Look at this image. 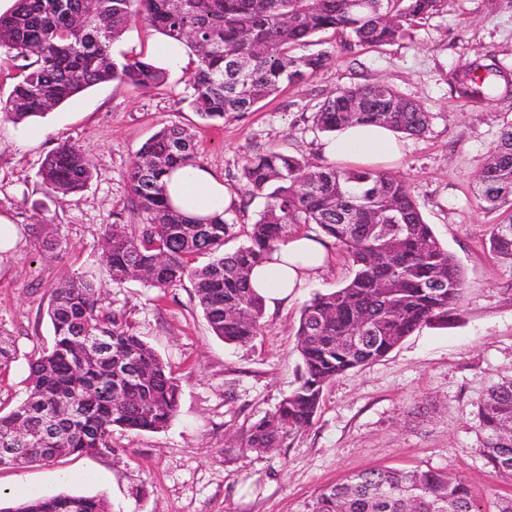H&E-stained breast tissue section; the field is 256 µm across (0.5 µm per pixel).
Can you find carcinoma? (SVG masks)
I'll return each instance as SVG.
<instances>
[{
    "mask_svg": "<svg viewBox=\"0 0 512 512\" xmlns=\"http://www.w3.org/2000/svg\"><path fill=\"white\" fill-rule=\"evenodd\" d=\"M446 0H13L0 13V45L23 60L22 78L0 99V117L21 123L42 117L84 90L118 81L139 90L163 85L165 71L143 58L117 60L112 46L140 24L196 56L190 105L204 120L250 112L284 85L328 67L331 50L298 54L331 33L340 46L382 47L404 40ZM235 66L244 76L231 75ZM507 93L512 73L486 54L454 71V90L473 97ZM352 123H378L420 135L429 115L387 83L339 89L313 113L324 133ZM198 167L192 135L165 126L126 169L139 224H114L104 237L105 272L115 283L153 288L189 281L212 333L226 344L260 335L263 303L250 288L251 269L283 242L291 224H315L347 253L350 277L315 294L302 308L296 336L298 386L271 413L253 421L241 445L257 453L279 448L313 422L324 387L348 371L388 355L407 336L448 321L464 279L454 256L424 219L411 186L369 166L314 164L276 150L245 159L244 194L266 207L245 241L224 250L230 224L222 214L192 221L174 209L164 177ZM94 166L64 142L44 160L47 190L62 198L82 190ZM489 212H512V122L476 179ZM490 250L512 266V217L492 226ZM208 257L203 265L200 257ZM53 343L29 360L27 398L0 412V448H15L0 468H24L73 455L112 452V431L155 432L179 407L178 379L123 317L102 304L96 276L73 277L50 290ZM482 455L512 476V381L491 386L478 411ZM0 512H106L100 497L35 496ZM310 512H483L468 483L433 470L369 468L324 489Z\"/></svg>",
    "mask_w": 512,
    "mask_h": 512,
    "instance_id": "obj_1",
    "label": "carcinoma"
}]
</instances>
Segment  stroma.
<instances>
[{"label": "stroma", "mask_w": 512, "mask_h": 512, "mask_svg": "<svg viewBox=\"0 0 512 512\" xmlns=\"http://www.w3.org/2000/svg\"><path fill=\"white\" fill-rule=\"evenodd\" d=\"M162 44L159 34L136 25L113 55L155 59ZM335 44L329 33L313 38L308 52L335 50L334 65L219 123L203 121L189 105L196 58L188 51L167 66L155 91L111 81L33 122L0 119V218L18 229L16 247L0 253V335L13 344L0 368V408L26 398L28 362L52 343L50 289L99 270L108 225L137 222L124 173L145 141L172 124L192 131L200 163L223 178L235 200L225 214L231 250L265 205L260 197L237 204L244 158L275 149L321 162L323 135L312 115L341 88L386 82L429 113L425 133L404 136L395 174L412 186L426 221L461 266L465 289L456 315L327 385L312 425L259 454L240 447V432L296 386L301 310L350 276L344 251L335 249L332 266L312 276L300 296L265 311L260 335L244 345L213 335L190 284L159 290L103 282L105 302L178 379V415L158 432L114 430L108 454L0 469V487L12 499L101 494L109 512H309L320 490L371 467L462 477L485 512L512 497V477L481 454L477 418L489 387L512 380V268L488 248L489 229L504 213L482 210L475 197L476 177L512 121V100H470L448 86L449 73L480 53L512 69V0H448L405 40L349 52ZM64 142L79 146L94 171L84 190L59 198L47 192L40 169ZM60 472L77 479L59 482Z\"/></svg>", "instance_id": "1"}]
</instances>
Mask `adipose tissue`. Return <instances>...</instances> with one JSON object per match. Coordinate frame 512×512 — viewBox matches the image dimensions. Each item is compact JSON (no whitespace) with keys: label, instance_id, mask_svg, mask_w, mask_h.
Instances as JSON below:
<instances>
[{"label":"adipose tissue","instance_id":"adipose-tissue-1","mask_svg":"<svg viewBox=\"0 0 512 512\" xmlns=\"http://www.w3.org/2000/svg\"><path fill=\"white\" fill-rule=\"evenodd\" d=\"M322 154L339 164L395 167L403 157L404 144L390 128L356 125L336 131L321 144ZM173 206L191 219L223 212L231 197L222 180L205 167L176 170L166 180ZM334 259L325 240L295 234L279 244L269 260L256 266L251 285L266 308L279 307L298 296L309 277Z\"/></svg>","mask_w":512,"mask_h":512}]
</instances>
